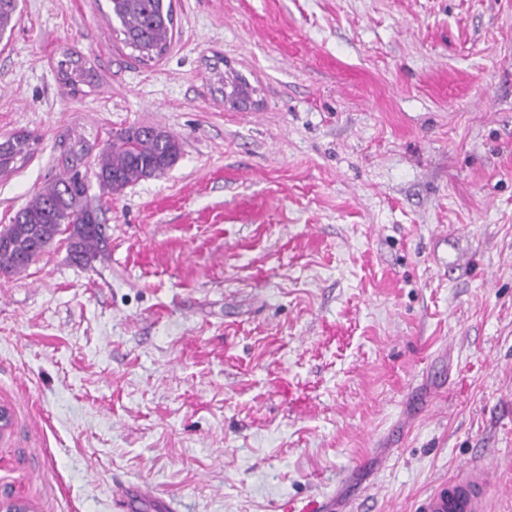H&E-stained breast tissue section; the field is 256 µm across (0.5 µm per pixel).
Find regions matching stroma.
<instances>
[{"label": "stroma", "instance_id": "obj_1", "mask_svg": "<svg viewBox=\"0 0 512 512\" xmlns=\"http://www.w3.org/2000/svg\"><path fill=\"white\" fill-rule=\"evenodd\" d=\"M107 0L0 40V227L74 134L152 125L165 174L0 276V498L32 512H414L490 467L512 512V0H173L139 60ZM67 52L97 74L73 93ZM242 76L225 104L216 71ZM34 139L28 135H14L0 142V172L11 170V163L26 160L34 153Z\"/></svg>", "mask_w": 512, "mask_h": 512}]
</instances>
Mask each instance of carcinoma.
<instances>
[{
	"label": "carcinoma",
	"instance_id": "1",
	"mask_svg": "<svg viewBox=\"0 0 512 512\" xmlns=\"http://www.w3.org/2000/svg\"><path fill=\"white\" fill-rule=\"evenodd\" d=\"M108 7L123 43L141 59L151 61L167 51L174 27L171 0H108ZM19 16V0H0V37L14 29ZM57 72L62 84L72 89L94 81L82 57L72 53L57 62ZM220 92L233 105L249 97L248 84L239 76L223 82ZM33 144L28 135H14L0 142V172L11 170V163L18 159L30 158ZM91 150L92 146L78 137L65 156V172L43 186L11 223L0 229L1 274L22 273L63 233L68 234L75 263L88 265L97 257L99 216L79 170ZM181 150L179 139L162 128L120 129L99 152L97 180L109 194L118 195L131 183L164 174L179 159Z\"/></svg>",
	"mask_w": 512,
	"mask_h": 512
}]
</instances>
